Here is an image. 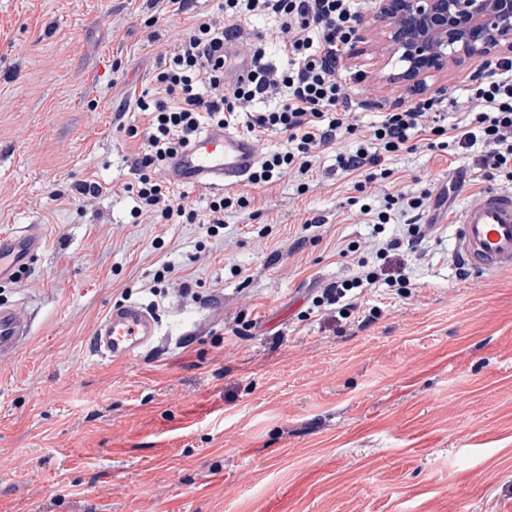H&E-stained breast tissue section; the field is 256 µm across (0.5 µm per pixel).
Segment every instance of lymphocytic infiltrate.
Instances as JSON below:
<instances>
[{"label": "lymphocytic infiltrate", "instance_id": "f902f5d3", "mask_svg": "<svg viewBox=\"0 0 512 512\" xmlns=\"http://www.w3.org/2000/svg\"><path fill=\"white\" fill-rule=\"evenodd\" d=\"M218 10V15L197 19L173 43L155 76L156 91L143 93L135 102L148 123L142 131L146 150L133 162V181L123 187L135 202L132 218L146 214L159 224L196 223L195 210L180 203L179 193L157 173L168 157L211 126L285 135L283 150L260 154L249 178L259 188L270 187L285 171L308 181L317 150L348 137L354 147L337 152L336 164L346 172L366 170L370 183L388 179L392 171L384 167L385 158L413 153L422 135L429 137L430 148L441 151L480 147V169L512 180V57L499 58L472 76L465 117L458 123H449L429 97L395 106L379 123L362 127L351 119L360 104L347 91L341 63L356 39L353 0H221ZM257 15L278 23L287 65L271 64L265 47L257 44L246 79L225 84L224 42L239 37V20ZM431 198L428 189L417 196L402 190L373 194L368 217L379 224L403 217L405 238L348 244V252L375 256L378 264L328 284L322 293L327 305L383 276L395 285L406 284L404 261L390 260L389 254L401 248L418 252L425 239L420 221Z\"/></svg>", "mask_w": 512, "mask_h": 512}]
</instances>
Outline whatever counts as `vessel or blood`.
I'll use <instances>...</instances> for the list:
<instances>
[{
    "label": "vessel or blood",
    "instance_id": "b4317fda",
    "mask_svg": "<svg viewBox=\"0 0 512 512\" xmlns=\"http://www.w3.org/2000/svg\"><path fill=\"white\" fill-rule=\"evenodd\" d=\"M250 67L239 60L234 40L224 43L228 80L246 77ZM259 159L250 136L224 127L208 128L169 160L166 175L175 186L195 190H228L245 185ZM455 250L473 272L495 273L512 268V194L484 190L464 205L454 221ZM40 225L0 232V283L16 279L45 251ZM155 315L144 305L113 306L96 325L94 352L111 361H126L157 334ZM31 335L27 314L17 305L0 306V361L12 359Z\"/></svg>",
    "mask_w": 512,
    "mask_h": 512
}]
</instances>
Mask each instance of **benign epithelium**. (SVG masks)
<instances>
[{"mask_svg": "<svg viewBox=\"0 0 512 512\" xmlns=\"http://www.w3.org/2000/svg\"><path fill=\"white\" fill-rule=\"evenodd\" d=\"M389 21L391 41L406 64L402 78L414 89L419 77L442 68L448 54L482 58L491 49L512 51V0H376Z\"/></svg>", "mask_w": 512, "mask_h": 512, "instance_id": "1", "label": "benign epithelium"}]
</instances>
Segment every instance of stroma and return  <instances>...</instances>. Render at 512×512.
<instances>
[{"mask_svg": "<svg viewBox=\"0 0 512 512\" xmlns=\"http://www.w3.org/2000/svg\"><path fill=\"white\" fill-rule=\"evenodd\" d=\"M218 2L176 14L167 0H0V231L40 224L47 237L0 284V304L31 321L0 362V512H512V271H468L452 241L469 198L512 193L479 170L478 149L386 160L396 187L456 189L423 218L409 286L378 280L337 321L312 300L358 273L341 248L405 226L356 217L359 177L337 169L335 148L317 154L305 194L288 173L241 187L253 202L226 211L219 236L130 223L134 101ZM374 6L356 0L362 26L343 53L369 103L358 123L439 87L457 116L474 62L408 90ZM241 39L240 56L261 43L284 64L274 19L253 17ZM85 180L104 191L84 204L72 188ZM166 262L176 274L155 281ZM130 301L158 333L113 363L92 332Z\"/></svg>", "mask_w": 512, "mask_h": 512, "instance_id": "1", "label": "stroma"}]
</instances>
